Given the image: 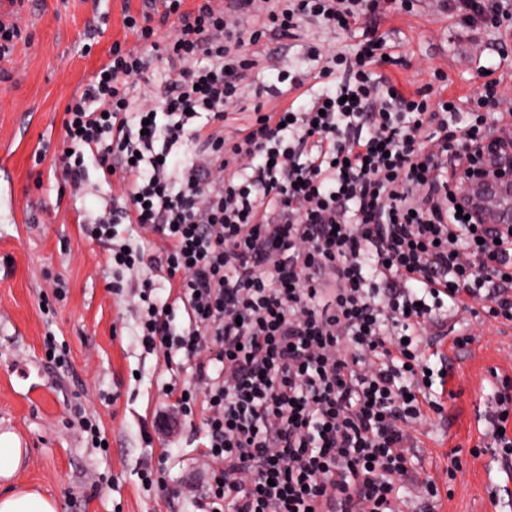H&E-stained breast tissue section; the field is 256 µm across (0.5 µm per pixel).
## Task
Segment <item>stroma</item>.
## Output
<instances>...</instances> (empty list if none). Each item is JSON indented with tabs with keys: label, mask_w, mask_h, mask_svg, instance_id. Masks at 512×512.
<instances>
[{
	"label": "stroma",
	"mask_w": 512,
	"mask_h": 512,
	"mask_svg": "<svg viewBox=\"0 0 512 512\" xmlns=\"http://www.w3.org/2000/svg\"><path fill=\"white\" fill-rule=\"evenodd\" d=\"M128 9L141 11V0L13 6L27 29L12 57L0 61V433L14 434L27 450L16 483L40 487L59 512H198L191 491L211 475L200 456L203 416L171 406L161 388L172 374L139 342L133 306L141 275L113 271L108 244L82 228L103 211L109 190L94 161L86 163L79 196L51 160L34 161L43 144L61 148L66 104L112 43L135 45L123 25ZM379 30L402 63L378 72L404 91L426 86L439 70L447 95L467 96L489 67L500 80L501 109H512V54H499L496 30L463 29L442 0H420L411 12L392 8ZM321 34L314 27L290 43L268 41L243 83L244 107L286 104L278 74L313 73L306 46ZM473 332L474 342L453 355L442 412L422 428L413 451L438 495L409 498L408 512H512V456L482 447L496 379L512 378V322ZM59 355L64 365L56 364ZM87 420L99 426L105 446L84 432ZM163 451L158 487L144 472Z\"/></svg>",
	"instance_id": "35a3bbf8"
}]
</instances>
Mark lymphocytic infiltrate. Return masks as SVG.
<instances>
[{
    "label": "lymphocytic infiltrate",
    "instance_id": "f902f5d3",
    "mask_svg": "<svg viewBox=\"0 0 512 512\" xmlns=\"http://www.w3.org/2000/svg\"><path fill=\"white\" fill-rule=\"evenodd\" d=\"M185 2L125 14L137 44L113 43L73 94L56 163L77 193L96 160L112 206L93 235L116 268L151 272L139 339L191 371L164 395L206 415L201 512H401L402 489L436 497L410 453L442 410L424 347L451 311L458 349L473 322L512 321V224L482 221L465 191L512 120L498 80L461 100L437 96L440 72L410 93L376 73L391 0ZM448 10L465 28L512 27L504 0ZM308 24L326 33L310 49L325 89L227 127L256 64L247 47ZM356 27L343 52L337 35ZM187 142L198 154L173 160Z\"/></svg>",
    "mask_w": 512,
    "mask_h": 512
}]
</instances>
